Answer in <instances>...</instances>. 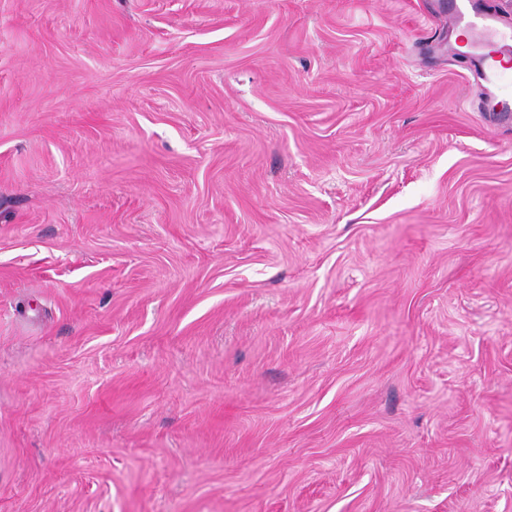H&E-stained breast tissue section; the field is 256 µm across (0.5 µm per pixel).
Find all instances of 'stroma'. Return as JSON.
<instances>
[{"mask_svg":"<svg viewBox=\"0 0 512 512\" xmlns=\"http://www.w3.org/2000/svg\"><path fill=\"white\" fill-rule=\"evenodd\" d=\"M444 0H0V512H512V123Z\"/></svg>","mask_w":512,"mask_h":512,"instance_id":"stroma-1","label":"stroma"}]
</instances>
